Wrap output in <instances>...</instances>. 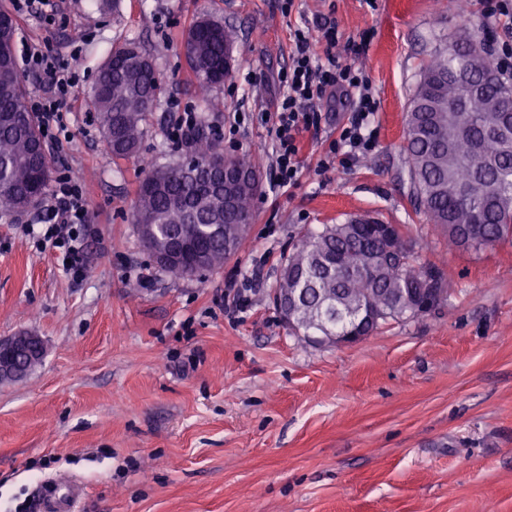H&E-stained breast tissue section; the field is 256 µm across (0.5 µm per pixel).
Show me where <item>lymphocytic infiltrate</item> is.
<instances>
[{"mask_svg":"<svg viewBox=\"0 0 512 512\" xmlns=\"http://www.w3.org/2000/svg\"><path fill=\"white\" fill-rule=\"evenodd\" d=\"M485 41L492 67L512 75V0H482ZM312 37L306 25L295 26L288 70L283 74V95L275 111L262 113L272 135L271 184L292 187L299 180L303 131L320 129L327 115L324 104L336 105L337 137L318 162L319 170L332 164L350 165L375 149L372 120L378 102L362 61L368 51L366 38L340 40L334 23L319 27ZM24 73L40 82L27 105L43 127L44 142L56 147L67 132L63 110L79 84L60 53L51 44H23ZM35 227L26 233L38 246L54 250L65 271L78 279L87 268L85 239L91 216L80 182L69 172L55 179L48 199L35 216Z\"/></svg>","mask_w":512,"mask_h":512,"instance_id":"lymphocytic-infiltrate-1","label":"lymphocytic infiltrate"}]
</instances>
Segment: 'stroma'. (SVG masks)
<instances>
[{
	"label": "stroma",
	"instance_id": "1",
	"mask_svg": "<svg viewBox=\"0 0 512 512\" xmlns=\"http://www.w3.org/2000/svg\"><path fill=\"white\" fill-rule=\"evenodd\" d=\"M62 20L18 22V36L62 46L79 77L70 136L51 150L82 184L91 213L82 281L64 275L0 215V337L31 332L45 355L0 381V512H33L39 486L85 487L76 512H512V243L449 249L408 197L405 113L438 39L481 34L479 0H58ZM238 34L234 77L210 110L193 90L181 33L200 12ZM368 32L364 60L379 110L377 146L319 173L336 137L303 138L298 185L262 190L251 232L221 268L173 279L139 238L136 181L188 158L164 131L188 110L206 125L241 112L224 150L259 157L299 20ZM152 58L163 91L138 156L113 161L87 93L113 46ZM370 213L404 225L443 266L448 297L430 314L389 321L337 347L293 335L272 290L306 227ZM253 274L239 318L218 298Z\"/></svg>",
	"mask_w": 512,
	"mask_h": 512
}]
</instances>
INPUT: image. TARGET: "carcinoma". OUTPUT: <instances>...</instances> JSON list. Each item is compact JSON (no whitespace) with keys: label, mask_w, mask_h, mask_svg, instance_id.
<instances>
[{"label":"carcinoma","mask_w":512,"mask_h":512,"mask_svg":"<svg viewBox=\"0 0 512 512\" xmlns=\"http://www.w3.org/2000/svg\"><path fill=\"white\" fill-rule=\"evenodd\" d=\"M11 34L0 36V210L25 211L39 202L51 178V161L41 160L39 121L27 109L26 88L18 76L13 49L18 27L0 8V22ZM195 95L209 109L221 107L215 87L233 78L227 55L237 46L236 31L209 16L196 18L182 43ZM162 83L149 57L133 42L115 47L98 71L91 101L112 159L137 154L144 123L156 107ZM512 83L491 68L482 40L456 35L436 48L420 67L404 128L410 203L455 248L487 249L512 242ZM194 153L172 164L143 171L135 190L132 222L157 230L153 251L165 249L170 235L195 237L218 229L206 246L209 260L195 269L185 261L162 270L184 278L221 267L227 258L224 234L254 218L261 187L242 183L224 203V178L211 170L226 156L205 129L193 137ZM376 219L346 220L305 230L286 258L275 289L301 291L297 312L306 331L371 334L404 316L420 288L447 286L444 269L416 253L401 227L386 240L368 230ZM364 307L352 321L328 307Z\"/></svg>","instance_id":"1"}]
</instances>
